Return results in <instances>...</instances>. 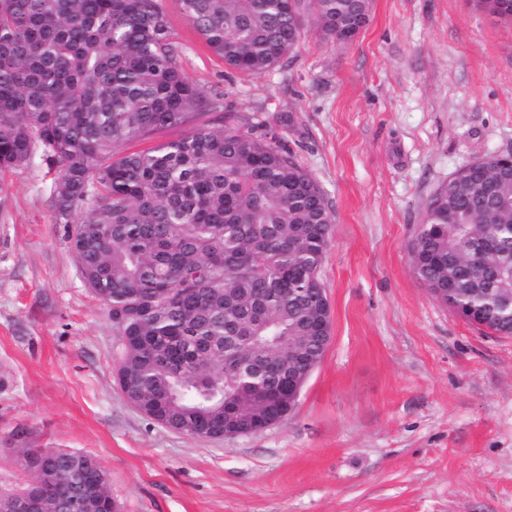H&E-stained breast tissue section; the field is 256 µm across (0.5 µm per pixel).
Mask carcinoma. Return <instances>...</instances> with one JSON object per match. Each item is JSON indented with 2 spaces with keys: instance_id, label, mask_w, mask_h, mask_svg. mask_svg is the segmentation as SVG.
I'll list each match as a JSON object with an SVG mask.
<instances>
[{
  "instance_id": "cac0c4a2",
  "label": "carcinoma",
  "mask_w": 512,
  "mask_h": 512,
  "mask_svg": "<svg viewBox=\"0 0 512 512\" xmlns=\"http://www.w3.org/2000/svg\"><path fill=\"white\" fill-rule=\"evenodd\" d=\"M224 66L262 75L299 46L305 18L325 37L369 21L370 0H181ZM160 0H0V172L35 148L58 168L51 191L81 274L119 336L118 366L138 410L199 437L248 414L288 372L320 362V279L333 217L283 142L224 113L181 66ZM150 148L120 147L163 130ZM492 195L463 177L427 203L411 258L430 288L448 282L466 321L512 336V179ZM21 493L41 512L87 500L114 508L95 458L25 448Z\"/></svg>"
}]
</instances>
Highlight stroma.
Segmentation results:
<instances>
[{
	"mask_svg": "<svg viewBox=\"0 0 512 512\" xmlns=\"http://www.w3.org/2000/svg\"><path fill=\"white\" fill-rule=\"evenodd\" d=\"M217 113L276 125L322 187L332 336L294 410L213 440L166 429L115 382L119 338L87 288L40 156L0 173V492L38 445L97 458L116 512H512V336L418 281L411 246L460 167L512 151V23L478 0H372L351 42L226 69L162 0Z\"/></svg>",
	"mask_w": 512,
	"mask_h": 512,
	"instance_id": "obj_1",
	"label": "stroma"
}]
</instances>
